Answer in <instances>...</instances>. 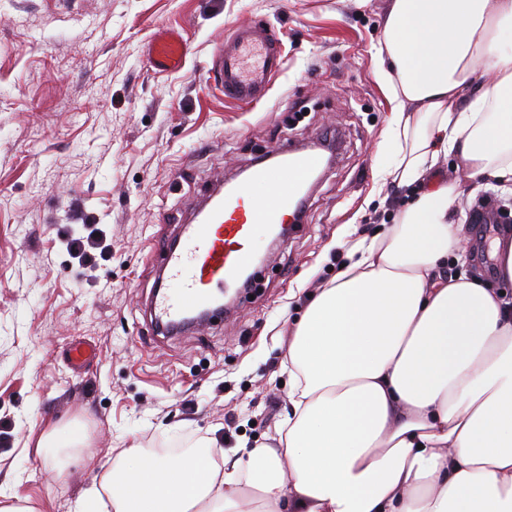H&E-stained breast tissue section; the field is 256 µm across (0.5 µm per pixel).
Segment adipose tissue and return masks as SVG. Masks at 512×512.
<instances>
[{"label":"adipose tissue","instance_id":"obj_1","mask_svg":"<svg viewBox=\"0 0 512 512\" xmlns=\"http://www.w3.org/2000/svg\"><path fill=\"white\" fill-rule=\"evenodd\" d=\"M512 0H389L375 77L392 107L378 190L394 223L343 242L288 346L272 442L175 458L122 449L76 512H512V227L497 287L470 250L461 179L512 188ZM456 157L461 178L444 166ZM448 268H452L453 275H459L460 272H466L468 275L480 277L493 288L497 286L494 274L491 273L493 266L491 268H487L485 266L482 257V240L479 238H477L475 243L472 245L469 258H466L463 265L457 264L456 266H449Z\"/></svg>","mask_w":512,"mask_h":512}]
</instances>
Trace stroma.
Here are the masks:
<instances>
[{
  "label": "stroma",
  "mask_w": 512,
  "mask_h": 512,
  "mask_svg": "<svg viewBox=\"0 0 512 512\" xmlns=\"http://www.w3.org/2000/svg\"><path fill=\"white\" fill-rule=\"evenodd\" d=\"M387 0H0V493L39 512L74 505L116 450L265 442L286 417L288 329L374 231L390 104L375 79ZM241 21L271 27L285 58L266 101L239 105L208 78ZM162 29L191 44L156 72ZM341 145L309 193L302 229L263 242L236 313L163 337L144 314L166 239L213 176L316 137ZM85 238L87 258L68 249ZM96 357L81 367L70 345ZM87 445L57 469L49 427ZM65 446H59L60 443ZM86 440L82 434L66 430L65 428L53 427L50 430L42 433L36 443L37 451L40 453L47 448L68 447L74 452L84 448Z\"/></svg>",
  "instance_id": "1"
}]
</instances>
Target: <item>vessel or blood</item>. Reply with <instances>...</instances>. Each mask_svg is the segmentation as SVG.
<instances>
[{"label":"vessel or blood","instance_id":"vessel-or-blood-1","mask_svg":"<svg viewBox=\"0 0 512 512\" xmlns=\"http://www.w3.org/2000/svg\"><path fill=\"white\" fill-rule=\"evenodd\" d=\"M189 53L182 34L169 29L150 44L147 57L151 67L166 72L182 69ZM281 69L271 29L243 22L215 47L209 72L226 98L253 105L266 96ZM326 165L320 141L280 149L253 163L231 188L216 186L198 201L178 241L163 247L149 302L154 333L179 334L188 318L211 311L217 291L242 284L257 261V229L276 234L297 217Z\"/></svg>","mask_w":512,"mask_h":512}]
</instances>
